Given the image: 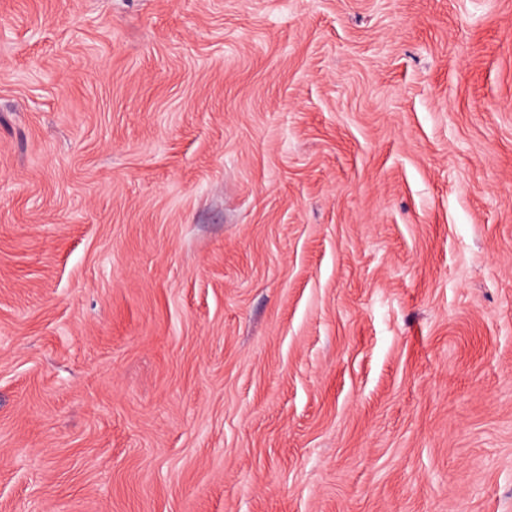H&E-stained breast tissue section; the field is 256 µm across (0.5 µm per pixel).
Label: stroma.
<instances>
[{
    "label": "stroma",
    "instance_id": "1",
    "mask_svg": "<svg viewBox=\"0 0 512 512\" xmlns=\"http://www.w3.org/2000/svg\"><path fill=\"white\" fill-rule=\"evenodd\" d=\"M0 512H512V0H0Z\"/></svg>",
    "mask_w": 512,
    "mask_h": 512
}]
</instances>
